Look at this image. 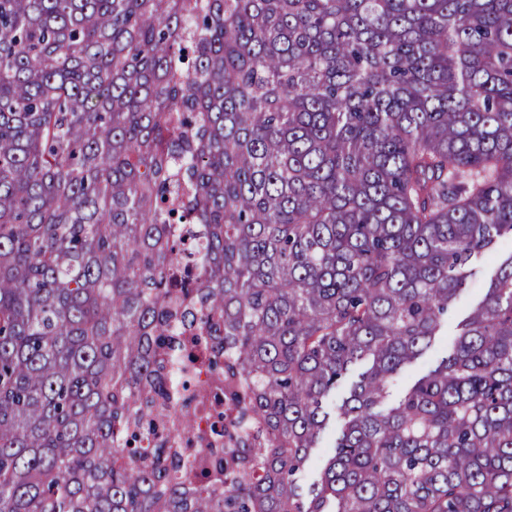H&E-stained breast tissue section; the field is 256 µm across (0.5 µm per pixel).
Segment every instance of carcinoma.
I'll use <instances>...</instances> for the list:
<instances>
[{
    "instance_id": "obj_1",
    "label": "carcinoma",
    "mask_w": 512,
    "mask_h": 512,
    "mask_svg": "<svg viewBox=\"0 0 512 512\" xmlns=\"http://www.w3.org/2000/svg\"><path fill=\"white\" fill-rule=\"evenodd\" d=\"M504 238L512 0H0V512H512ZM478 266V273L459 295L454 311L448 316V322L445 321L440 329V335L436 336L431 348L401 375L392 389V399L399 397L414 379L434 368L447 353L451 352L459 332L458 324L466 316L470 306L481 299L497 268L496 262L492 259L484 260ZM363 370L364 368L361 365L352 367L343 385L336 390V397L331 399L329 403L330 406L334 407L336 404V421H331L329 428L327 429L323 436L321 446H323L324 448H317L315 453L311 456L310 460L308 461L304 472L306 481H311L318 475L324 461L330 456L332 448L328 447L332 445L334 436L335 434L336 436L338 435L342 425V419L338 415V406L341 404L342 399L348 396L351 384L358 380V375Z\"/></svg>"
}]
</instances>
